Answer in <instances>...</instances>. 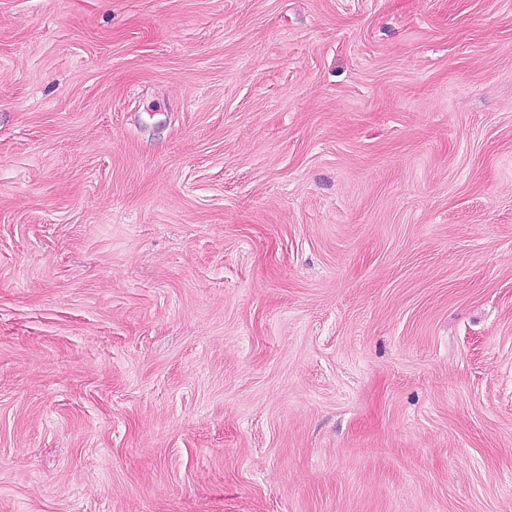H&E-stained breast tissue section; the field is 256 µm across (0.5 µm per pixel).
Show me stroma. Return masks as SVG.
Segmentation results:
<instances>
[{
    "label": "stroma",
    "mask_w": 512,
    "mask_h": 512,
    "mask_svg": "<svg viewBox=\"0 0 512 512\" xmlns=\"http://www.w3.org/2000/svg\"><path fill=\"white\" fill-rule=\"evenodd\" d=\"M0 512H512V0H0Z\"/></svg>",
    "instance_id": "1"
}]
</instances>
